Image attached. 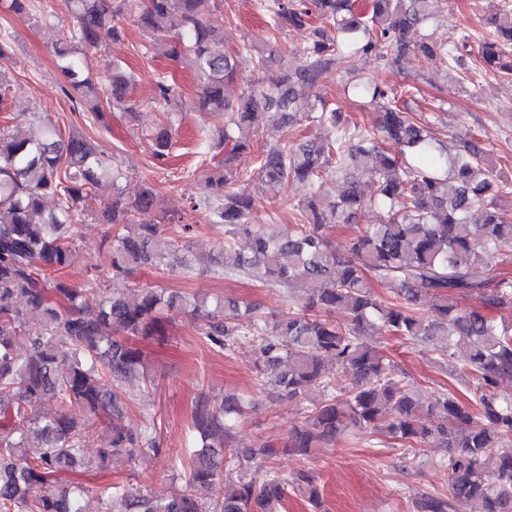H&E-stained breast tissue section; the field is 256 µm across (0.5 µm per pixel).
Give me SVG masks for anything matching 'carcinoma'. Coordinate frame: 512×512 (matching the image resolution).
<instances>
[{"label": "carcinoma", "instance_id": "cac0c4a2", "mask_svg": "<svg viewBox=\"0 0 512 512\" xmlns=\"http://www.w3.org/2000/svg\"><path fill=\"white\" fill-rule=\"evenodd\" d=\"M76 23L55 46L64 87L107 125L99 102L130 108L131 76L112 68L105 85L85 73L79 50L97 49L125 35L120 17L154 38L161 53L179 63L193 57L201 93L196 108L225 115L224 163L204 177L192 208L224 225V257L203 260L189 244L166 237L157 213L154 181L141 178L137 192L124 196L126 177L88 134L68 135L46 116L0 126V512H86L83 486L44 495L49 478L79 473L85 467L89 419L70 415L74 407L99 416L119 417L122 405L113 387L142 366V353L127 337L163 336V314L181 309L203 323L198 334L211 347L233 352L244 342L258 347L273 374L261 388L290 400L316 388L324 394L311 415L280 443L240 454H225L229 419L243 413L244 399L227 395L215 406L196 401L190 426L199 439L181 463L183 484L158 499L123 481L97 491L102 512H280L288 492L301 493L315 509L322 500L315 477L291 476L272 465L280 451L301 456L324 447L346 430L371 431L448 449L449 496L422 494L417 512H451L452 500L478 503L475 512H512V451L491 454L512 443V400L499 396L498 380L512 376V320L495 321L486 310L512 311V280L494 273L491 258L512 250V222L500 212L501 186L486 161V150L472 138L455 154L445 142L397 104V93L371 80H349L347 92L379 108L376 132L345 124L344 114L317 97L299 102V89L317 84L333 68L354 71L362 56L392 62L414 53L450 58L448 46L422 32L439 0H260L266 33L258 45L237 54L224 52V31L210 21L216 0H72ZM15 15H28L34 0H0ZM308 31L302 60L294 68L247 84L237 100L224 96V85L240 77L250 62L265 72L278 61L276 31L283 24ZM496 36L478 46L490 69L512 76V11L490 16ZM10 39L0 35V112L8 111L6 65ZM181 93L166 75L158 76L154 107L166 114ZM320 111L319 122L341 128L335 143L313 139L257 147L255 133L269 113L282 127H293L302 113ZM382 141L398 147L392 154ZM153 158L163 168L173 146L168 123L152 135ZM254 154L256 172L238 168V158ZM324 177L338 178L345 189L333 201L303 203L307 223L282 235L274 224L253 217L257 189L285 194L296 184L309 186ZM376 186L368 199L363 180ZM112 190V203L95 215L98 224L116 226L112 240V276L179 270L189 277L209 271L218 278H249L305 293L303 308L267 321L255 308L226 299L224 318L216 319L209 301L197 294L138 284L108 291L93 277L68 283L61 272L79 255L74 227L86 223L85 195ZM57 199L52 208L45 199ZM387 209L382 224H356L368 206ZM354 229L341 243L331 240L333 225ZM239 239L243 250L234 248ZM393 293L385 305L370 280ZM470 298L482 307L463 306ZM344 310L348 324L327 318ZM41 322L31 325L27 316ZM381 325L411 343L433 345L440 363L452 349L469 351L467 374L481 391L476 408L450 393L423 400L391 373L386 356L366 344V329ZM349 386L336 391L340 372ZM160 452L154 422L132 433L112 423L108 443L96 463L107 467L122 459ZM244 471L237 484L223 483L221 470ZM218 490L212 507L196 497L195 487Z\"/></svg>", "mask_w": 512, "mask_h": 512}]
</instances>
